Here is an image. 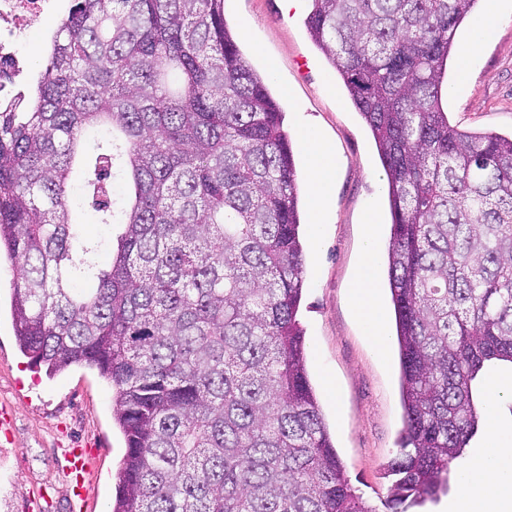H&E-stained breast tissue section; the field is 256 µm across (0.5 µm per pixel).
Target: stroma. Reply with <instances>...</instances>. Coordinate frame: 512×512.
I'll return each instance as SVG.
<instances>
[{
    "mask_svg": "<svg viewBox=\"0 0 512 512\" xmlns=\"http://www.w3.org/2000/svg\"><path fill=\"white\" fill-rule=\"evenodd\" d=\"M307 0H224L245 60L271 78L285 112L284 127L319 130L336 147L340 168L319 229L303 224L305 290L299 319L307 366L336 450L353 487L381 505L392 483L385 468L404 428L395 321L376 354L350 309L349 282L363 247V216L375 205L389 232L387 180L370 130L341 82L313 44L305 25ZM452 123L512 133V0H501L495 31L481 41L465 79L443 83ZM16 266L0 257V408L13 419L12 442L0 447V512H27L32 494L45 492L42 512H68L69 477L58 450L63 438L95 450L82 512H110L115 471L125 452L112 423V388L96 370L74 366L54 378L32 371L19 352L10 313ZM339 393L331 395L328 383Z\"/></svg>",
    "mask_w": 512,
    "mask_h": 512,
    "instance_id": "1",
    "label": "stroma"
}]
</instances>
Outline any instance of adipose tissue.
I'll use <instances>...</instances> for the list:
<instances>
[{"mask_svg":"<svg viewBox=\"0 0 512 512\" xmlns=\"http://www.w3.org/2000/svg\"><path fill=\"white\" fill-rule=\"evenodd\" d=\"M300 145L308 158L307 188L314 226H321L326 200L336 178L340 159L333 145L314 129L300 131ZM379 218L374 206L364 215V244L351 282L352 307L377 352H384V314L378 298ZM487 401L483 412L486 443L458 471L460 492L448 512H512V426L505 425L498 407L503 397L512 396V386L497 377L486 381Z\"/></svg>","mask_w":512,"mask_h":512,"instance_id":"1","label":"adipose tissue"}]
</instances>
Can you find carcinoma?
Masks as SVG:
<instances>
[{
  "label": "carcinoma",
  "mask_w": 512,
  "mask_h": 512,
  "mask_svg": "<svg viewBox=\"0 0 512 512\" xmlns=\"http://www.w3.org/2000/svg\"><path fill=\"white\" fill-rule=\"evenodd\" d=\"M309 2L388 182L405 427L384 508L408 512L447 491L484 364L512 363V135L453 125L441 102L479 0ZM32 88L0 102L10 312L32 365L111 384L126 443L111 512H379L308 377L295 162L224 0H69ZM80 162L114 240L72 222Z\"/></svg>",
  "instance_id": "cac0c4a2"
}]
</instances>
